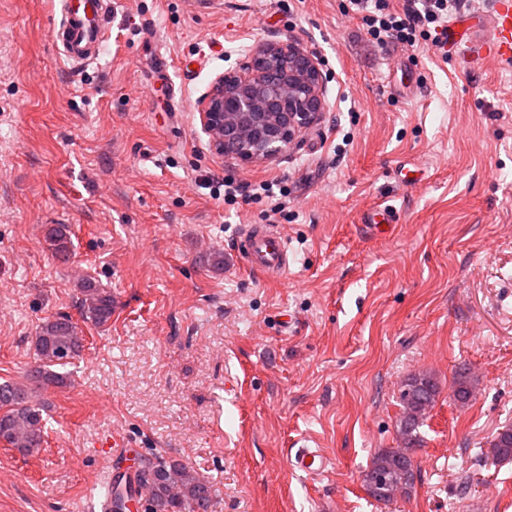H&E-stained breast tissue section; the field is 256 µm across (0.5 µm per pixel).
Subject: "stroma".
Masks as SVG:
<instances>
[{"instance_id":"stroma-1","label":"stroma","mask_w":512,"mask_h":512,"mask_svg":"<svg viewBox=\"0 0 512 512\" xmlns=\"http://www.w3.org/2000/svg\"><path fill=\"white\" fill-rule=\"evenodd\" d=\"M220 2L112 0L99 59L74 67L50 40L58 0H0V381L35 365L44 319L84 344L41 393L43 450L0 444V512H88L107 435L203 474L212 512H512V460L489 453L512 426V64L382 49L346 0ZM288 41L319 58L324 112L272 160L219 155L199 98ZM210 172L288 194L230 205L196 186ZM378 205L391 226L366 224ZM265 222L288 239L275 276L238 251ZM85 277L112 293L105 327L81 317ZM418 372L439 385L420 474L378 502L362 474L398 446ZM310 436L317 477L291 466ZM69 226L66 224H54L47 233V241H49L52 254L61 261L69 259L71 253V238ZM453 398L462 406L469 402L472 396L474 380L470 376L468 368L460 367L454 378Z\"/></svg>"}]
</instances>
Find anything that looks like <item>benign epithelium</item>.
<instances>
[{
  "label": "benign epithelium",
  "instance_id": "7a95c632",
  "mask_svg": "<svg viewBox=\"0 0 512 512\" xmlns=\"http://www.w3.org/2000/svg\"><path fill=\"white\" fill-rule=\"evenodd\" d=\"M285 55H301L305 59L303 75L288 89L278 103L288 118L287 131L273 142L261 141V123L266 119L268 99L261 90L262 79L253 66L220 75L211 91L201 96L198 104L204 132L216 150L224 151V135L251 145L243 160L272 159L295 137L308 129L324 111V80L320 62L295 44L265 43L257 47L254 57L267 59Z\"/></svg>",
  "mask_w": 512,
  "mask_h": 512
}]
</instances>
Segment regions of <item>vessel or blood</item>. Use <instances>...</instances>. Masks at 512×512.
<instances>
[{"label": "vessel or blood", "mask_w": 512, "mask_h": 512, "mask_svg": "<svg viewBox=\"0 0 512 512\" xmlns=\"http://www.w3.org/2000/svg\"><path fill=\"white\" fill-rule=\"evenodd\" d=\"M486 54L512 62V0H495L490 18ZM112 28L110 0H61L60 18L51 38L60 54L72 65L96 60ZM242 257L249 268L266 274H280L288 266V243L269 224H252L240 236ZM329 461L319 448L302 444L294 456L296 469L310 475L322 474Z\"/></svg>", "instance_id": "obj_1"}]
</instances>
